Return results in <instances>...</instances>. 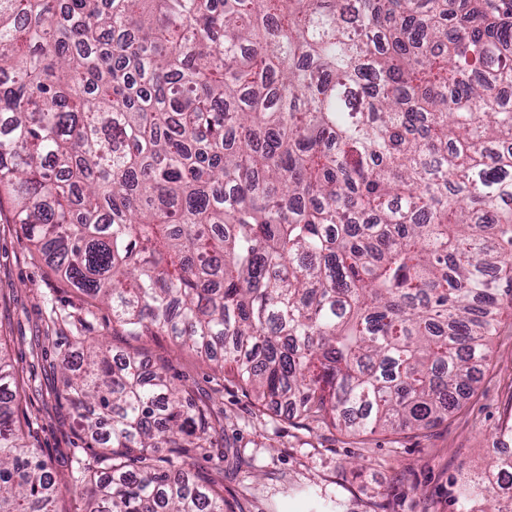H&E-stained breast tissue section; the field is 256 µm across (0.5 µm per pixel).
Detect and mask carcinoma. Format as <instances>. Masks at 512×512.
Instances as JSON below:
<instances>
[{"label": "carcinoma", "mask_w": 512, "mask_h": 512, "mask_svg": "<svg viewBox=\"0 0 512 512\" xmlns=\"http://www.w3.org/2000/svg\"><path fill=\"white\" fill-rule=\"evenodd\" d=\"M512 0H0V203L45 263L351 435L471 394L512 309ZM59 487L0 355V512H225L212 407L89 343ZM512 454L460 483L512 512Z\"/></svg>", "instance_id": "carcinoma-1"}]
</instances>
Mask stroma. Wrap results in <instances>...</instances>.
<instances>
[{
	"label": "stroma",
	"instance_id": "1",
	"mask_svg": "<svg viewBox=\"0 0 512 512\" xmlns=\"http://www.w3.org/2000/svg\"><path fill=\"white\" fill-rule=\"evenodd\" d=\"M88 317V333L116 350L163 362L173 382L214 404L217 431L196 464L224 489L226 512H458L463 474L489 463L488 450L512 424V318L491 341L492 361L475 392L440 423L421 432L348 436L306 425L258 402L234 376L180 350L164 336L112 330L105 307L91 304L40 258L8 219L0 220V351L26 382L29 443L67 476L76 419L58 403V361L71 348L69 326L53 311Z\"/></svg>",
	"mask_w": 512,
	"mask_h": 512
}]
</instances>
